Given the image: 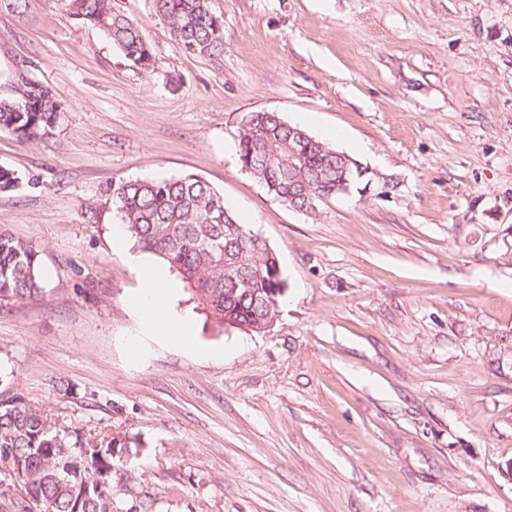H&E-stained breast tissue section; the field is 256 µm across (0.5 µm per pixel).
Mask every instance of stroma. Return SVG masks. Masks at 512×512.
I'll return each instance as SVG.
<instances>
[{
	"label": "stroma",
	"mask_w": 512,
	"mask_h": 512,
	"mask_svg": "<svg viewBox=\"0 0 512 512\" xmlns=\"http://www.w3.org/2000/svg\"><path fill=\"white\" fill-rule=\"evenodd\" d=\"M224 52L188 54L155 0H112L154 70L65 0L0 13V96L25 72L61 119L0 132V231L46 287L0 297V377L58 427L133 446L117 512H512V0H209ZM253 112L384 177L315 214L241 166ZM202 177L278 254L275 325L216 326L182 280L189 351L144 335L138 246L112 190Z\"/></svg>",
	"instance_id": "stroma-1"
}]
</instances>
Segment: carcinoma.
<instances>
[{
    "label": "carcinoma",
    "instance_id": "1",
    "mask_svg": "<svg viewBox=\"0 0 512 512\" xmlns=\"http://www.w3.org/2000/svg\"><path fill=\"white\" fill-rule=\"evenodd\" d=\"M185 51L216 56L224 51V25L208 0H155ZM32 0H0V12L23 17ZM71 14L100 29L134 67L150 72L153 56L141 26L112 9V0H68ZM60 120L52 93L30 79L15 81L0 96V130L30 141L54 131ZM298 141L277 112H253L242 121L238 156L244 168L279 202L303 207L308 196L338 195L342 168L336 149L314 137L303 146L305 163L293 173L269 167L265 150L288 158ZM17 173L0 167V192L14 190ZM122 224L140 247L165 261L202 302L209 317L224 325V293L237 289L238 316L252 322L263 316L254 288H285L284 275L270 278L259 251L240 253L242 227L225 207L223 195L194 176L130 180L112 189ZM45 289L40 251L32 242L0 232V296L32 299ZM127 438H90L81 430H59L40 408L9 386H0V459L23 464L24 478L0 486V494L19 486L25 496L18 512L38 505L44 512H113L114 459L129 452Z\"/></svg>",
    "mask_w": 512,
    "mask_h": 512
}]
</instances>
